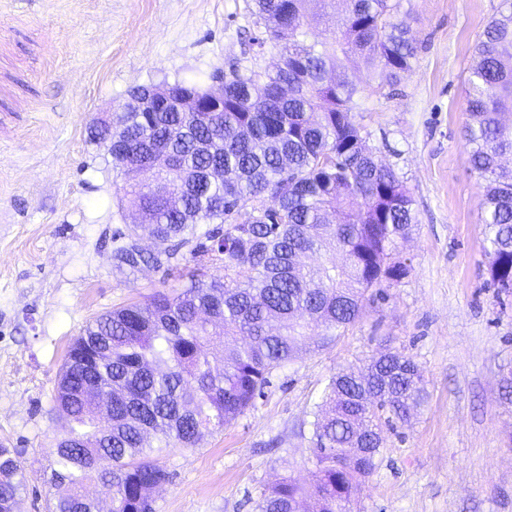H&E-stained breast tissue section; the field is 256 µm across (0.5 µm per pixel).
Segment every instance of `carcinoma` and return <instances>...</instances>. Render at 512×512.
I'll list each match as a JSON object with an SVG mask.
<instances>
[{"label": "carcinoma", "instance_id": "obj_1", "mask_svg": "<svg viewBox=\"0 0 512 512\" xmlns=\"http://www.w3.org/2000/svg\"><path fill=\"white\" fill-rule=\"evenodd\" d=\"M314 2L253 0L251 14L283 63L273 75L252 71L224 85L222 111H179V87L167 83L153 92L172 100L163 111L132 108L112 122L119 203L144 219L114 235L113 264L175 271L183 284L97 316L74 340L54 397L67 437L52 451V512H93V480L112 484V512H142L165 478L153 447L192 448L204 432L224 429L297 358L311 328L322 344L336 340L370 291L383 299L408 274L392 256L416 223L414 201L366 147L354 116L362 90L337 73L358 58L381 89L410 72L415 48L400 2L336 0L340 29L309 43ZM506 13L474 48L465 139L482 181L490 284L509 293L512 170L501 159L512 154V6ZM154 150L177 168L178 206L167 204L163 187L135 181ZM144 237L153 249L141 246ZM184 248L191 267L180 266ZM308 255L320 261L303 262ZM86 376L112 393V417L79 393ZM423 392L418 366L399 352L379 354L363 371H338L311 422L312 484L276 483L259 512H306L308 498L313 512L347 508L377 468L382 427L406 421ZM26 483L17 452L1 444L0 512H15Z\"/></svg>", "mask_w": 512, "mask_h": 512}]
</instances>
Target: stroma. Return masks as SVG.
<instances>
[{"label":"stroma","instance_id":"1","mask_svg":"<svg viewBox=\"0 0 512 512\" xmlns=\"http://www.w3.org/2000/svg\"><path fill=\"white\" fill-rule=\"evenodd\" d=\"M506 0H401L417 53L399 83L355 115L367 144L414 200L395 258L408 274L367 301L336 341L304 345L255 407L195 448H158L167 474L154 512H258L283 477L314 470L311 422L339 370L390 349L421 369L426 397L386 449L353 512H512V293L493 288L482 188L464 137L465 80L479 35ZM246 0H0V443L28 484L19 512H47L51 450L65 429L53 398L71 344L94 316L175 287L174 275L112 267V238L135 223L94 121L137 85L212 87L219 70L282 63Z\"/></svg>","mask_w":512,"mask_h":512}]
</instances>
